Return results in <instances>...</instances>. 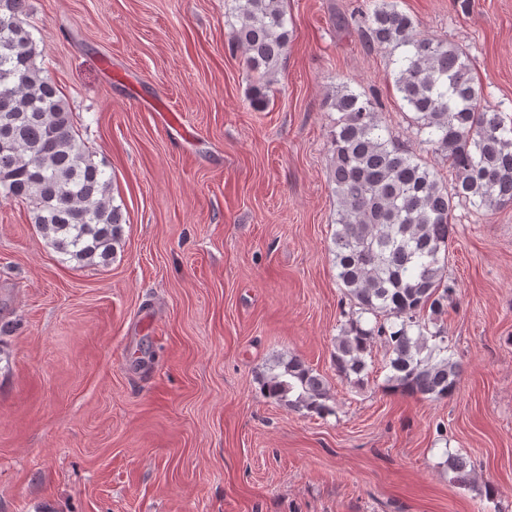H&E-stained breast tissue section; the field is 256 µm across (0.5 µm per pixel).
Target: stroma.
<instances>
[{"label": "stroma", "mask_w": 512, "mask_h": 512, "mask_svg": "<svg viewBox=\"0 0 512 512\" xmlns=\"http://www.w3.org/2000/svg\"><path fill=\"white\" fill-rule=\"evenodd\" d=\"M366 2L283 0L292 36L257 110L228 0H28L37 62L125 222L113 258L81 266L0 197V512H512V206L455 212L451 397L384 391L381 345L361 386L332 362L336 86L372 93L448 173L352 20ZM397 2L512 115V0ZM292 356L333 415L262 396Z\"/></svg>", "instance_id": "obj_1"}]
</instances>
